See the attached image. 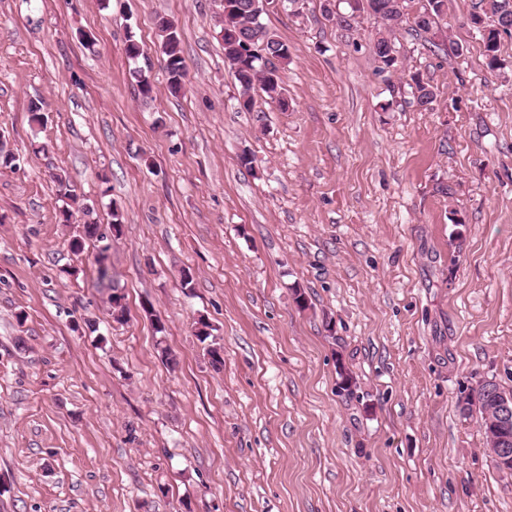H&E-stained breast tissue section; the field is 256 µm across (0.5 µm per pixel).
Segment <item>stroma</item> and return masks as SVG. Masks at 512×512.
<instances>
[{
  "label": "stroma",
  "mask_w": 512,
  "mask_h": 512,
  "mask_svg": "<svg viewBox=\"0 0 512 512\" xmlns=\"http://www.w3.org/2000/svg\"><path fill=\"white\" fill-rule=\"evenodd\" d=\"M475 2L447 0L433 47L400 25L393 72L372 15L287 2L263 21L291 53L288 107L258 90L246 112L217 0H0V148L19 159L0 168V512H512V474L457 407L512 390V35L490 69ZM58 172L97 223L124 213V322L96 241L71 248ZM159 36L161 37L162 53L166 57V72L171 91L177 94L184 86L187 77L186 65L182 57L180 39L174 23L168 19H160ZM373 52L380 64L381 71H389L394 68L397 62L396 50L391 38L379 32V36L373 41ZM196 336L200 343L205 344L204 349L207 350V354L210 356L211 363L213 366L218 367L222 365L223 358L220 355L221 347H217L218 343L215 342L210 332V324L206 319H198L197 322Z\"/></svg>",
  "instance_id": "obj_1"
}]
</instances>
